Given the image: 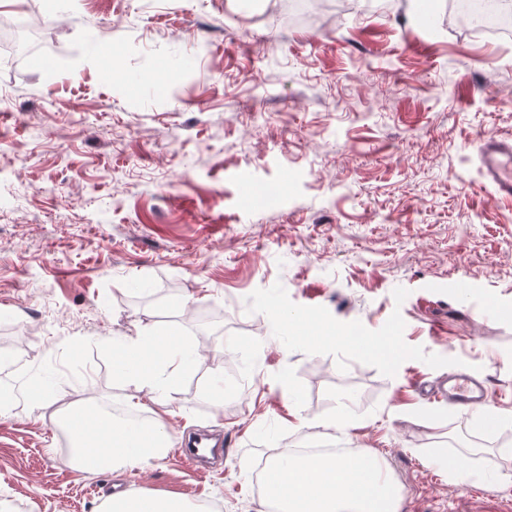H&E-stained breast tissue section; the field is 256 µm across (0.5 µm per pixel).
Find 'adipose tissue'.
<instances>
[{
    "label": "adipose tissue",
    "mask_w": 512,
    "mask_h": 512,
    "mask_svg": "<svg viewBox=\"0 0 512 512\" xmlns=\"http://www.w3.org/2000/svg\"><path fill=\"white\" fill-rule=\"evenodd\" d=\"M292 340L349 342L359 353L385 362L399 353L389 339L368 341L317 326H295ZM119 351L113 361L117 377L132 379L146 389L148 399L165 406L181 377L206 367L199 349L187 338L148 330L134 337L114 338ZM54 425L71 437L73 463L85 472H122L163 458L170 435L160 415L147 422H130L104 415L99 409L70 403L55 409ZM268 487L281 497L283 512H398L400 489L383 475L373 451L359 449L353 457L281 454L268 466ZM101 512H201L182 498L125 492L109 497Z\"/></svg>",
    "instance_id": "adipose-tissue-1"
}]
</instances>
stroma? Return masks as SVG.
Masks as SVG:
<instances>
[{
	"instance_id": "obj_1",
	"label": "stroma",
	"mask_w": 512,
	"mask_h": 512,
	"mask_svg": "<svg viewBox=\"0 0 512 512\" xmlns=\"http://www.w3.org/2000/svg\"><path fill=\"white\" fill-rule=\"evenodd\" d=\"M278 2L0 8L54 39L17 64L0 51L11 512H100L122 491L260 512L252 464L301 446L377 452L399 512L512 502V205L476 151L512 140V37L446 30V0H348L323 25L286 23ZM289 316L402 352L292 345L276 330ZM150 327L250 377L220 409L208 372L170 395L171 433L223 439L220 467L195 476L173 448L142 470H77L29 390L51 373L63 402L128 408L141 391L114 374L112 339ZM460 374L486 405L415 388Z\"/></svg>"
}]
</instances>
